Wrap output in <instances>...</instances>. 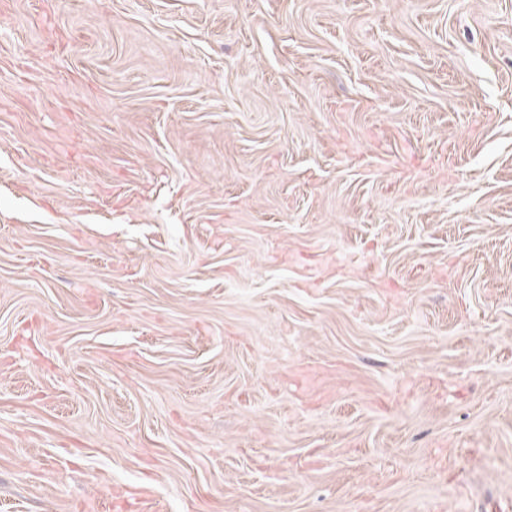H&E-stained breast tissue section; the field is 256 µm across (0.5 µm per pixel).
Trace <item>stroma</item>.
I'll return each instance as SVG.
<instances>
[{
	"instance_id": "obj_1",
	"label": "stroma",
	"mask_w": 512,
	"mask_h": 512,
	"mask_svg": "<svg viewBox=\"0 0 512 512\" xmlns=\"http://www.w3.org/2000/svg\"><path fill=\"white\" fill-rule=\"evenodd\" d=\"M0 512H512V0H0Z\"/></svg>"
}]
</instances>
